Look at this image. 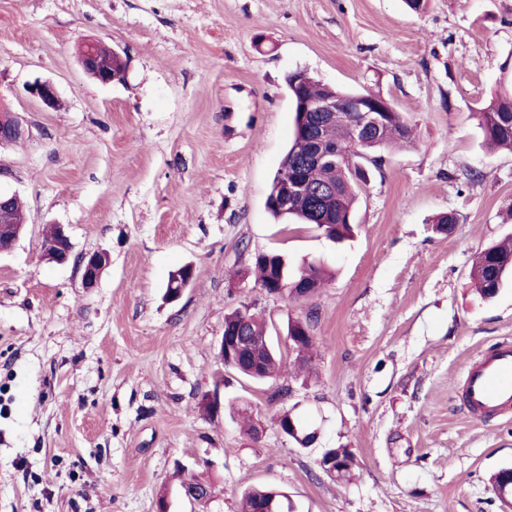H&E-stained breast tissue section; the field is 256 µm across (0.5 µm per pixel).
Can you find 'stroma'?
Instances as JSON below:
<instances>
[{
	"instance_id": "stroma-1",
	"label": "stroma",
	"mask_w": 512,
	"mask_h": 512,
	"mask_svg": "<svg viewBox=\"0 0 512 512\" xmlns=\"http://www.w3.org/2000/svg\"><path fill=\"white\" fill-rule=\"evenodd\" d=\"M117 50L124 81L77 63ZM512 54V0H0V105L30 129L0 148V190L27 226L0 255V512H240L246 488L293 512H504L492 476L512 466V414L470 415L466 366L512 341V288L474 290L475 254L512 234V148L487 151L476 109ZM381 96L415 126L385 153L342 244L278 224L266 198L293 131L285 78ZM52 82L56 110L24 93ZM455 214L453 234L434 217ZM76 257L107 252L97 285L46 262L44 228ZM318 260L335 276L310 301L245 279L255 254ZM194 277L175 303L172 272ZM246 305L271 334L316 310L315 347L255 382L218 359L224 318ZM245 406L250 439L205 395ZM291 413L320 430L304 448ZM346 448L352 480L324 473ZM213 486L179 491L177 466Z\"/></svg>"
}]
</instances>
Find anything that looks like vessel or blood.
Wrapping results in <instances>:
<instances>
[{"label": "vessel or blood", "mask_w": 512, "mask_h": 512, "mask_svg": "<svg viewBox=\"0 0 512 512\" xmlns=\"http://www.w3.org/2000/svg\"><path fill=\"white\" fill-rule=\"evenodd\" d=\"M463 398L467 409L481 416L512 409V342L501 343L467 368Z\"/></svg>", "instance_id": "vessel-or-blood-1"}]
</instances>
